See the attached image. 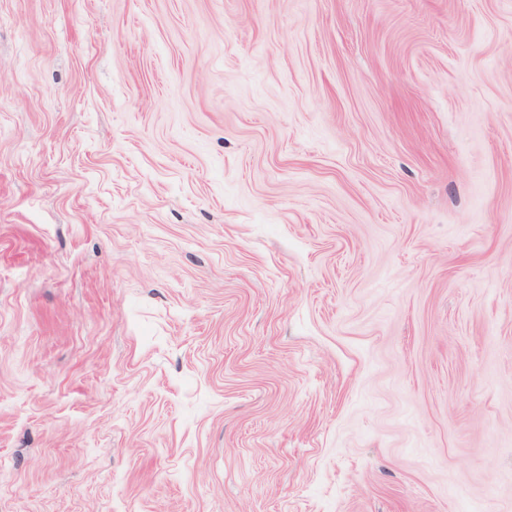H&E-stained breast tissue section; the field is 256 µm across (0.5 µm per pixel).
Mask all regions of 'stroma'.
Segmentation results:
<instances>
[{
  "mask_svg": "<svg viewBox=\"0 0 512 512\" xmlns=\"http://www.w3.org/2000/svg\"><path fill=\"white\" fill-rule=\"evenodd\" d=\"M0 512H512V0H0Z\"/></svg>",
  "mask_w": 512,
  "mask_h": 512,
  "instance_id": "stroma-1",
  "label": "stroma"
}]
</instances>
